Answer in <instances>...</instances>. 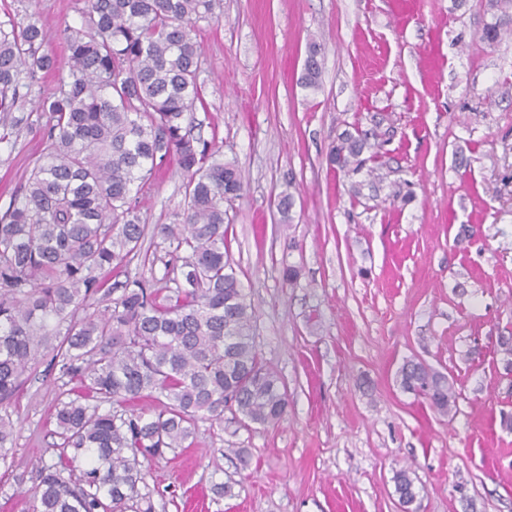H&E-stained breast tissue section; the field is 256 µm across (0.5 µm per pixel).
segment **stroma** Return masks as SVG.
<instances>
[{
	"instance_id": "35a3bbf8",
	"label": "stroma",
	"mask_w": 512,
	"mask_h": 512,
	"mask_svg": "<svg viewBox=\"0 0 512 512\" xmlns=\"http://www.w3.org/2000/svg\"><path fill=\"white\" fill-rule=\"evenodd\" d=\"M485 0H221L202 24L195 120L244 190L227 210L226 242L256 317L263 362L288 387L277 425L201 420L187 448L146 463L155 512H400L392 481L408 469L418 512H512V374L499 337L512 336V37L481 42ZM82 0H0L59 31L81 29ZM324 48L320 90L298 84L310 42ZM50 74L20 101L29 123L0 147V213L28 178L48 119ZM377 132L368 171L341 176L326 155L336 137ZM291 190V222L277 211ZM184 208L175 167L139 194L147 226ZM152 263L104 273L87 314L102 315L126 275L164 287L165 245ZM296 266L295 284L282 268ZM414 359L455 382L443 416L402 391ZM66 388L39 357L0 415L16 422L0 465V512H27L43 466L61 448L53 416ZM247 449L240 468L235 449ZM228 484L231 495L217 494Z\"/></svg>"
}]
</instances>
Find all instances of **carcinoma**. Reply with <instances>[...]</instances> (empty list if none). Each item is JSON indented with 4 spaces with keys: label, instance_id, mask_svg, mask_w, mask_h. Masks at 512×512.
I'll use <instances>...</instances> for the list:
<instances>
[{
    "label": "carcinoma",
    "instance_id": "carcinoma-1",
    "mask_svg": "<svg viewBox=\"0 0 512 512\" xmlns=\"http://www.w3.org/2000/svg\"><path fill=\"white\" fill-rule=\"evenodd\" d=\"M487 6L493 22L481 39L494 44L512 32V0ZM216 7L85 0L89 34L64 32L68 69L42 101L44 150L0 215V400L47 351L77 384L54 414L71 455L41 470L29 512H154L140 492L142 462L193 443L198 420L221 421L229 409L245 427L275 425L287 413L288 389L262 364L254 311L226 245L224 203L240 196L242 174L194 134L202 102L195 32L216 19ZM46 42L35 13L0 20V145L28 123L16 115L21 90L55 67ZM322 55L311 42L301 87L320 88ZM367 145V134L347 131L327 163L358 173ZM170 164L185 179L186 207L178 223L156 225L168 242L169 286L128 275L107 316L77 318L104 285L102 273L140 255L139 186ZM397 378L438 414L456 410L454 383L423 363L405 361ZM143 399H160L163 409L131 408ZM13 430L0 418L4 464ZM393 482L399 499H417L408 470Z\"/></svg>",
    "mask_w": 512,
    "mask_h": 512
}]
</instances>
